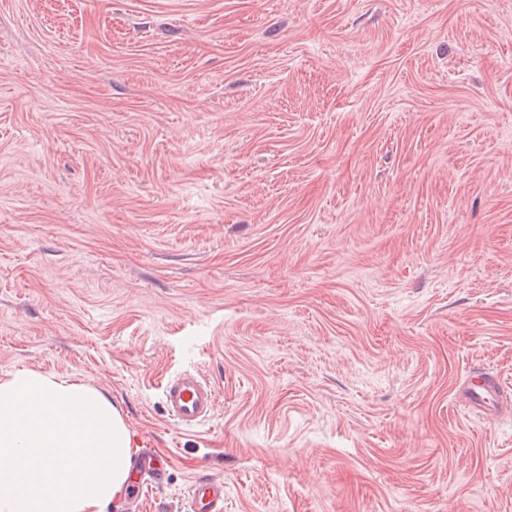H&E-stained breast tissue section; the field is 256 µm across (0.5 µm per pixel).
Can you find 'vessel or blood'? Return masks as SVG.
<instances>
[{"instance_id":"obj_1","label":"vessel or blood","mask_w":512,"mask_h":512,"mask_svg":"<svg viewBox=\"0 0 512 512\" xmlns=\"http://www.w3.org/2000/svg\"><path fill=\"white\" fill-rule=\"evenodd\" d=\"M161 397L169 417L187 428L206 423L216 410L213 388L194 371L166 378L161 385ZM458 401L465 408L489 417L499 415L504 409L506 395L498 379L477 372L461 385ZM167 465L166 457L143 456L130 481L133 499H141ZM185 512H224L223 479L209 477L198 481L189 494Z\"/></svg>"}]
</instances>
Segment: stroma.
Segmentation results:
<instances>
[{"mask_svg":"<svg viewBox=\"0 0 512 512\" xmlns=\"http://www.w3.org/2000/svg\"><path fill=\"white\" fill-rule=\"evenodd\" d=\"M476 368L512 394V0H0V375L169 457L108 512H512ZM161 397L168 416L187 428L209 421L216 410L213 388L194 371H183L164 380ZM459 403L484 417L498 416L507 404L500 381L476 372L463 382L458 392ZM185 512H224V481L209 477L192 488Z\"/></svg>","mask_w":512,"mask_h":512,"instance_id":"1","label":"stroma"}]
</instances>
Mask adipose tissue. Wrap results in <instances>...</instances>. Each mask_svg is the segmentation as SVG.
Returning <instances> with one entry per match:
<instances>
[{"label": "adipose tissue", "instance_id": "1", "mask_svg": "<svg viewBox=\"0 0 512 512\" xmlns=\"http://www.w3.org/2000/svg\"><path fill=\"white\" fill-rule=\"evenodd\" d=\"M135 452L102 390L34 370L0 377V512H105Z\"/></svg>", "mask_w": 512, "mask_h": 512}]
</instances>
